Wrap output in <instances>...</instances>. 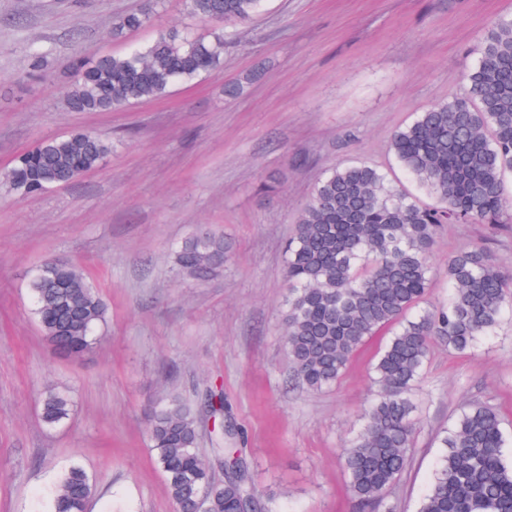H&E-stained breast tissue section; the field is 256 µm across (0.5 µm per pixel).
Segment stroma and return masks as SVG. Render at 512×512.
Returning a JSON list of instances; mask_svg holds the SVG:
<instances>
[{"label":"stroma","mask_w":512,"mask_h":512,"mask_svg":"<svg viewBox=\"0 0 512 512\" xmlns=\"http://www.w3.org/2000/svg\"><path fill=\"white\" fill-rule=\"evenodd\" d=\"M148 0H0V170L33 143L87 131L110 136L97 169L21 199L0 187V512H49L63 471L95 484L88 512H174L147 445L146 413L168 394L224 389V419L258 489L279 512H355L340 462L377 398L370 341L335 386L299 387L284 346L285 245L323 170L380 168L409 195L425 193L395 162L393 134L416 113L464 93L487 27L512 0H265L239 28L223 68L167 96L109 112L65 103L76 57L122 54L178 27L207 31L182 0L150 25L113 38L118 16ZM40 50L51 68L31 69ZM239 86L230 97L225 87ZM222 234V274L197 280L173 252L197 229ZM481 243L512 269V230L447 224L429 254ZM80 261L107 304L90 352L54 353L33 314L30 271ZM68 392L70 418L39 416L45 385ZM421 413L394 512H417L458 409L483 402L512 439V322L469 352L433 343L416 393Z\"/></svg>","instance_id":"35a3bbf8"}]
</instances>
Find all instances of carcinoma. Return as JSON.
I'll list each match as a JSON object with an SVG mask.
<instances>
[{
  "label": "carcinoma",
  "instance_id": "carcinoma-1",
  "mask_svg": "<svg viewBox=\"0 0 512 512\" xmlns=\"http://www.w3.org/2000/svg\"><path fill=\"white\" fill-rule=\"evenodd\" d=\"M262 0H184L189 13L223 27L207 33L159 32L148 45L95 60H76L65 102L79 112H106L159 99L178 83L224 62L234 29L257 15ZM151 12L123 16L112 36L146 26ZM400 167L434 195L424 205L386 174L361 163L332 167L314 187L288 239V301L284 336L302 386L319 392L336 384L353 357L374 337L390 334L371 366L378 400L341 461L360 512H393L390 489L406 467L415 434L412 392L430 345L465 352L512 319V271L481 245L448 256V301L424 309L435 273L429 252L445 224H512V18L500 17L481 39L479 60L466 74V93L434 105L393 136ZM112 143L90 132L38 141L15 155L0 183L19 198L68 184L102 165ZM227 247L215 232L192 235L175 252L184 275L206 279L224 271ZM34 314L48 342L68 357L89 351L106 322L107 305L83 267L45 265L29 281ZM71 397L49 390L40 417L55 427L69 419ZM224 429V392L212 386L192 400L171 396L151 411L148 440L177 512H277L263 502L241 456L215 449L224 470L217 480L198 453L201 418ZM444 448L418 512H512V463L503 422L490 405L464 408L439 436ZM94 494L88 472L62 474L52 512H87Z\"/></svg>",
  "mask_w": 512,
  "mask_h": 512
}]
</instances>
